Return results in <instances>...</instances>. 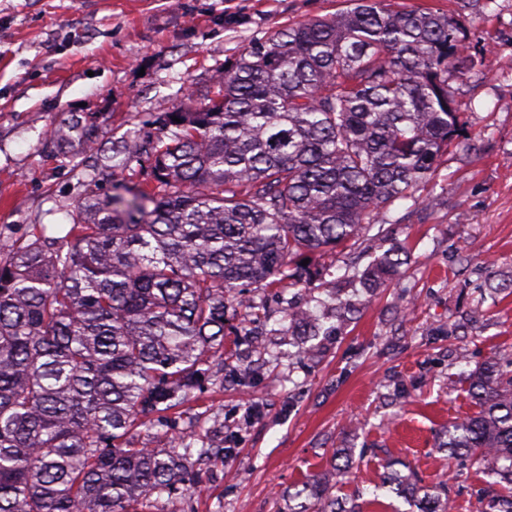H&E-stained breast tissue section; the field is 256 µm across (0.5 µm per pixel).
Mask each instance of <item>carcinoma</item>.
<instances>
[{"label":"carcinoma","instance_id":"cac0c4a2","mask_svg":"<svg viewBox=\"0 0 512 512\" xmlns=\"http://www.w3.org/2000/svg\"><path fill=\"white\" fill-rule=\"evenodd\" d=\"M348 2L249 44L196 112L119 137L102 112L53 127L78 176L59 203L72 224L61 237L36 224L0 259V512H161L195 485L190 458L224 448L179 420L224 368L225 311L249 306L237 290L389 223L459 135L452 83L484 62L459 66L456 17ZM404 254L391 244L360 280L386 284ZM298 329L320 335V315L288 312ZM503 359L469 373L479 411L439 447L512 478ZM386 484L419 512H448L443 484L398 472ZM332 490L329 474L309 475L288 512H343Z\"/></svg>","mask_w":512,"mask_h":512}]
</instances>
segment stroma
Segmentation results:
<instances>
[{"instance_id":"stroma-1","label":"stroma","mask_w":512,"mask_h":512,"mask_svg":"<svg viewBox=\"0 0 512 512\" xmlns=\"http://www.w3.org/2000/svg\"><path fill=\"white\" fill-rule=\"evenodd\" d=\"M402 7L461 11V54L484 57L487 75L456 84L463 132L415 193L393 205L389 229L408 252L387 285L358 288L362 309L316 353L269 331L284 308L326 298L345 270H364L378 240L360 237L309 253L301 280L252 286L258 315L229 305L221 382L187 415L224 459L194 461L202 477L164 512H286L288 487L331 470L337 449L361 456L335 489L346 512H417L382 486L390 467L423 484L446 482L455 512H484L489 485L478 466L438 448L449 423L477 412L471 364L512 354V0L481 13L459 0H400ZM346 0H0V253L33 225L71 222L59 200L76 179L49 153L50 127L79 109L113 124L199 109L212 78L252 41L291 22L328 17ZM458 325L456 335L437 331ZM269 335L270 352L235 358L240 334Z\"/></svg>"}]
</instances>
